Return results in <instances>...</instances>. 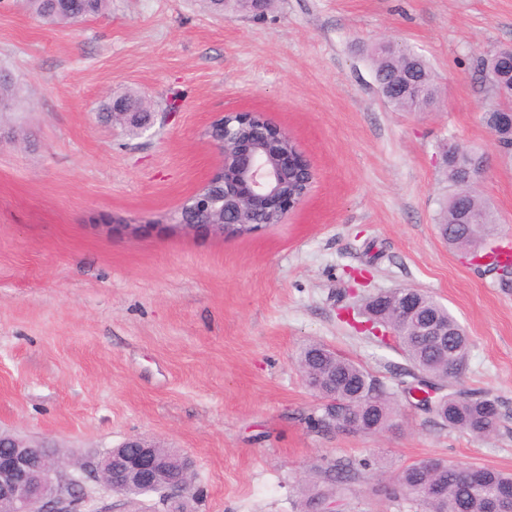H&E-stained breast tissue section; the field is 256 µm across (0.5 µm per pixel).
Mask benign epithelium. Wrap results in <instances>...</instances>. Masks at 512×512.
<instances>
[{
    "label": "benign epithelium",
    "mask_w": 512,
    "mask_h": 512,
    "mask_svg": "<svg viewBox=\"0 0 512 512\" xmlns=\"http://www.w3.org/2000/svg\"><path fill=\"white\" fill-rule=\"evenodd\" d=\"M503 104L491 111L497 116L488 129L497 133L512 126V82L498 92ZM253 112H227L207 130L209 141L223 159L213 175L191 196L192 210L203 211L201 224L183 220L177 228L185 233L205 232L216 236L251 234L261 228L253 223L265 213L283 220L297 207L312 182L313 171L298 160L299 149L291 136L267 117L254 120ZM415 289L406 288L400 311L418 323V334L439 346L448 343V327L434 320L418 321L416 307L409 301ZM0 497L12 501L14 512H112L96 509L85 492L93 481L107 494L156 493L165 499L180 494L185 485L172 479L175 469L157 454L158 443L130 439L119 450H110L73 462L65 457L43 464L49 449L34 440L0 432Z\"/></svg>",
    "instance_id": "benign-epithelium-1"
}]
</instances>
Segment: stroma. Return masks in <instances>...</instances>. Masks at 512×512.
Returning a JSON list of instances; mask_svg holds the SVG:
<instances>
[{"label": "stroma", "instance_id": "stroma-1", "mask_svg": "<svg viewBox=\"0 0 512 512\" xmlns=\"http://www.w3.org/2000/svg\"><path fill=\"white\" fill-rule=\"evenodd\" d=\"M396 40L432 66L439 98L398 112L370 49ZM512 47V0H274L254 16L207 0H112L50 24L0 0V429L82 458L150 437L196 471L179 501L112 496L118 512H297L314 467H357L338 512H410L385 486L422 459L512 472V286L461 262L437 214L452 138L483 153L478 190L512 239V161L483 122L480 59ZM134 94L150 125L105 121ZM261 112L315 177L281 223L238 237L177 232L172 217L221 162L210 122ZM465 327L455 392L497 399L488 440L400 400L375 435L322 432L299 372L318 342L397 387L407 359L357 332L345 306L400 287ZM368 468H360V461ZM118 106H122L126 112H142L141 114L145 113V116L142 117H136L131 121V126L136 127L139 125V122L142 120V118L146 117L147 119L150 118V106L147 105L145 102L141 101L139 98L135 96H128L126 98L117 99L114 101H111L104 105L103 107V117L106 121L112 122V112H115ZM126 112H117L121 114H114L119 116V118H122L128 113Z\"/></svg>", "mask_w": 512, "mask_h": 512}]
</instances>
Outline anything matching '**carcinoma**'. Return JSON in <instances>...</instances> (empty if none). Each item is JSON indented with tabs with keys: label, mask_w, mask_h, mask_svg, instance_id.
<instances>
[{
	"label": "carcinoma",
	"mask_w": 512,
	"mask_h": 512,
	"mask_svg": "<svg viewBox=\"0 0 512 512\" xmlns=\"http://www.w3.org/2000/svg\"><path fill=\"white\" fill-rule=\"evenodd\" d=\"M27 8L48 23H79L101 14L110 0H25ZM374 76L385 101L399 112H424L436 104L435 74L426 59L409 47L390 42L370 51ZM495 53L481 60L482 81L486 89L496 93L504 81V72L495 64ZM408 73L418 80L419 88L396 92L394 88ZM14 97L9 75L0 72V111L8 108ZM129 112H142L150 117V106L135 96L117 99L104 105L103 117L112 120L117 107ZM444 174L456 191L441 208L438 229L447 237L449 246L464 252L481 254L493 235L496 218L490 206L476 192L474 180L461 177L453 164L443 166ZM403 293L393 290L382 301H366V320L381 327L396 339L410 364L403 376L412 378L405 388L425 385L437 390L448 387L466 368L469 337L457 318L440 302L425 292L416 293L418 313L448 324V347L437 350L416 335L415 326L396 313ZM298 364L304 381L319 376L318 387L327 399L314 425L324 432L339 430L355 419L365 435L391 428L399 410L396 392L369 374L354 361L340 355L331 357L318 343L307 344L300 352ZM435 417L451 429L478 438L493 435L499 426L498 401L485 394L448 393L438 398ZM351 469L334 464L325 469L330 484L343 483ZM512 487V474L494 469L465 466L439 460L430 465L418 462L404 468L390 488V494L401 497L426 512H492L494 497L505 487Z\"/></svg>",
	"instance_id": "cac0c4a2"
}]
</instances>
